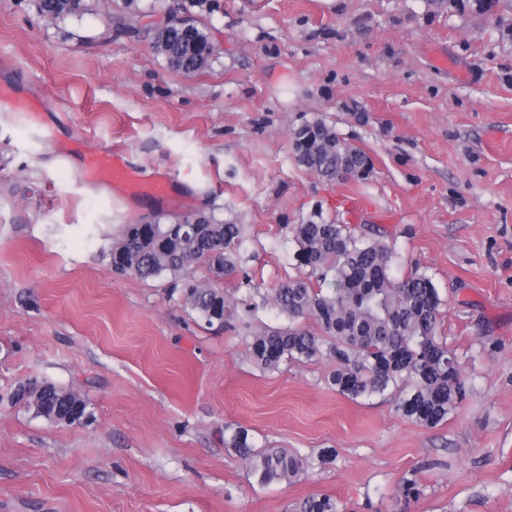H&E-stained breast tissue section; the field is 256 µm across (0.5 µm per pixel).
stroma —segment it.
I'll list each match as a JSON object with an SVG mask.
<instances>
[{
	"instance_id": "1",
	"label": "stroma",
	"mask_w": 512,
	"mask_h": 512,
	"mask_svg": "<svg viewBox=\"0 0 512 512\" xmlns=\"http://www.w3.org/2000/svg\"><path fill=\"white\" fill-rule=\"evenodd\" d=\"M182 2L49 22L0 0V85L45 107L37 126L0 109V512H286L313 494L343 512H512V10L219 0L195 14L217 54L188 76L154 48ZM312 121L364 151L369 176L298 163L290 140ZM91 151L170 179L168 196L88 179ZM202 211L245 227L249 281L223 288L256 329L286 325L260 293L301 272L283 225L317 213L382 239L396 276L418 266L445 300L465 401L431 428L395 393L337 394L326 359L261 372L169 278L113 274L123 225ZM32 376L80 393L90 419L4 403ZM228 428L301 453L305 477L258 485ZM405 478L421 489L407 503Z\"/></svg>"
}]
</instances>
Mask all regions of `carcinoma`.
I'll return each instance as SVG.
<instances>
[{
	"label": "carcinoma",
	"mask_w": 512,
	"mask_h": 512,
	"mask_svg": "<svg viewBox=\"0 0 512 512\" xmlns=\"http://www.w3.org/2000/svg\"><path fill=\"white\" fill-rule=\"evenodd\" d=\"M37 15L57 22L79 18L93 9V0H34ZM213 10L212 0H186L185 17L169 24L156 49L167 65L192 76L209 66L216 51L201 29L193 9ZM298 161L327 181H347L370 173L368 156L344 143L326 124L300 126L291 137ZM285 233L298 246L303 275L270 289L266 302L288 317L284 327L251 329L236 304L229 301L218 279L239 269L245 227L226 223L212 213L185 216V223L126 224L111 247L112 268L118 275L142 279L169 276L179 286L180 299L208 325L240 324L252 363L275 372L287 363L328 359L335 368L328 383L356 400L399 392L404 416L429 427L448 419L467 393V379L457 356L438 336L445 301L431 277L414 268L397 279L401 256L389 245L356 235L347 224L310 219L286 224ZM206 265L215 279L196 277ZM330 284L315 288L312 282ZM313 320L319 331L300 324ZM11 405L33 411L55 425L82 424L88 403L76 393L44 381L23 390L17 384ZM231 447L249 461L258 484L293 482L309 467L298 452L252 449L247 435L236 432ZM293 512H341L327 495L305 498Z\"/></svg>",
	"instance_id": "cac0c4a2"
}]
</instances>
